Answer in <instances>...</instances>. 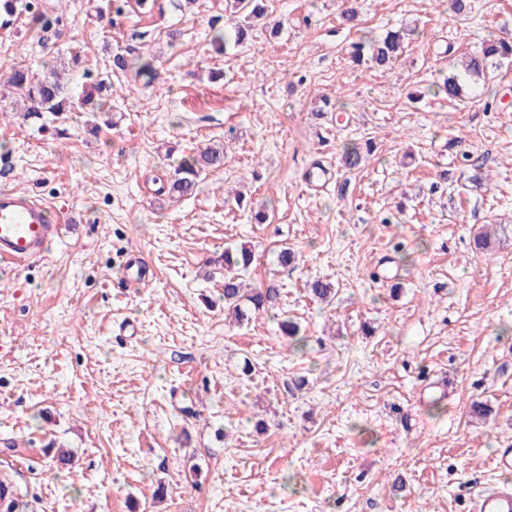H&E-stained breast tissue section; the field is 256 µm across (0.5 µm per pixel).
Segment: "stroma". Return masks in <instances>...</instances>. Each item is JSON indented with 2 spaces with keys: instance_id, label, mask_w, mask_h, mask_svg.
Segmentation results:
<instances>
[{
  "instance_id": "stroma-1",
  "label": "stroma",
  "mask_w": 512,
  "mask_h": 512,
  "mask_svg": "<svg viewBox=\"0 0 512 512\" xmlns=\"http://www.w3.org/2000/svg\"><path fill=\"white\" fill-rule=\"evenodd\" d=\"M19 2L0 29V187L73 217L48 255L0 272V482L23 512H473L481 490L512 488L492 463L512 445V65L478 100L434 88L512 38V0H358L366 33L421 30L386 72L349 60L337 0H266L223 55L224 0ZM133 42L153 82L113 71ZM18 68L103 81L108 115L24 117ZM321 95L335 109L318 117ZM368 143L344 172V147ZM213 144L223 167L169 198V170ZM242 243L246 287L276 284L298 336L225 318L213 260ZM132 251L148 285L123 283ZM318 278L331 303L309 295Z\"/></svg>"
}]
</instances>
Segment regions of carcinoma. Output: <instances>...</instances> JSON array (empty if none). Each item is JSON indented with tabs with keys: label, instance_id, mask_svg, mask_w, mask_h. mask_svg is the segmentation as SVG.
Listing matches in <instances>:
<instances>
[{
	"label": "carcinoma",
	"instance_id": "carcinoma-1",
	"mask_svg": "<svg viewBox=\"0 0 512 512\" xmlns=\"http://www.w3.org/2000/svg\"><path fill=\"white\" fill-rule=\"evenodd\" d=\"M225 10L234 15L245 12V19H259L264 15V0H228ZM341 22L349 28L360 25L357 0H343L340 10ZM417 28L401 27L389 30L380 36H361L350 45L349 58L360 66L369 64L378 70H390L399 61L407 42L419 36ZM506 60L512 61V42L497 40L483 45L481 50L467 54V63L462 70L448 74L439 87L448 100H457L468 95L477 98L481 92L475 89V78L482 76L489 68H498ZM12 83L20 91L23 112L29 118H41L49 112L59 115L69 112L74 102H79L85 112H101L104 103L85 94L74 99L72 91L57 79L37 78L23 70L12 75ZM371 155V149L361 150L356 145L344 148L341 155L342 167L351 172L361 167ZM224 165V149L209 147L181 161L170 179V194L187 197L194 194L198 179L209 168ZM254 262V251L244 243L224 249L218 257V264L224 268V309L232 312L239 321L248 320L251 315L274 308L279 301V291L273 286L257 288L251 294L244 293L242 277ZM309 294L321 302H329L336 295L332 284L317 279L308 285Z\"/></svg>",
	"mask_w": 512,
	"mask_h": 512
}]
</instances>
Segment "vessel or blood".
<instances>
[{
	"mask_svg": "<svg viewBox=\"0 0 512 512\" xmlns=\"http://www.w3.org/2000/svg\"><path fill=\"white\" fill-rule=\"evenodd\" d=\"M66 219L43 200L14 189L0 188V265L18 268L43 256L56 241ZM475 512H512V491L484 492Z\"/></svg>",
	"mask_w": 512,
	"mask_h": 512,
	"instance_id": "1",
	"label": "vessel or blood"
}]
</instances>
